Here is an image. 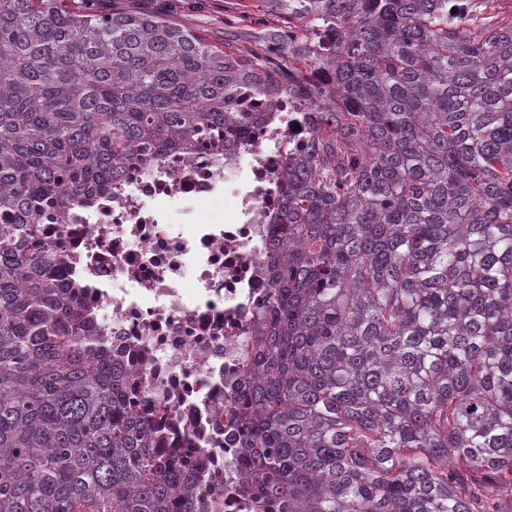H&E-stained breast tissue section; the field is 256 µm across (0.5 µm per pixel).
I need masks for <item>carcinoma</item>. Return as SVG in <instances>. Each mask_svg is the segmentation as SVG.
<instances>
[{
  "mask_svg": "<svg viewBox=\"0 0 512 512\" xmlns=\"http://www.w3.org/2000/svg\"><path fill=\"white\" fill-rule=\"evenodd\" d=\"M249 55L148 15L0 0V512H169L190 491L124 371L29 247L136 148L304 102L241 393L257 512H512V14L491 0H266ZM336 29L329 54L296 24Z\"/></svg>",
  "mask_w": 512,
  "mask_h": 512,
  "instance_id": "1",
  "label": "carcinoma"
}]
</instances>
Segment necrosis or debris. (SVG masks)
I'll list each match as a JSON object with an SVG mask.
<instances>
[{
  "instance_id": "obj_1",
  "label": "necrosis or debris",
  "mask_w": 512,
  "mask_h": 512,
  "mask_svg": "<svg viewBox=\"0 0 512 512\" xmlns=\"http://www.w3.org/2000/svg\"><path fill=\"white\" fill-rule=\"evenodd\" d=\"M266 118L241 143L149 149L95 196L44 205L35 248L59 256L126 379V410L196 485L173 512H256L244 476L240 393L255 322L273 294L267 245L289 158L314 131L299 97H235ZM231 201L230 210L221 202Z\"/></svg>"
}]
</instances>
